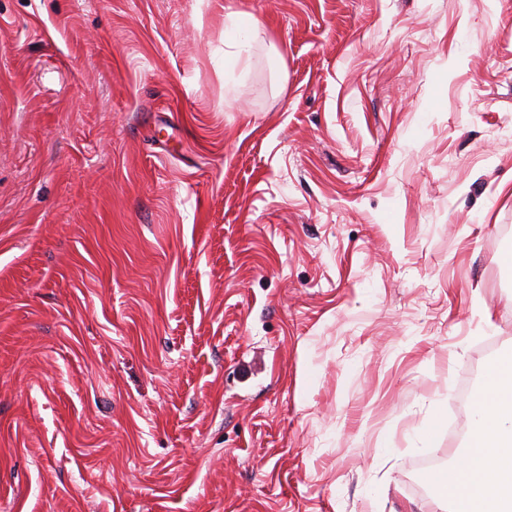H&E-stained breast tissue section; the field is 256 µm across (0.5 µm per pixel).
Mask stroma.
<instances>
[{
	"mask_svg": "<svg viewBox=\"0 0 512 512\" xmlns=\"http://www.w3.org/2000/svg\"><path fill=\"white\" fill-rule=\"evenodd\" d=\"M510 251L512 0H0V512H449ZM224 29L229 40L225 43L224 65L233 68L242 59L249 41L259 35L260 22L252 15L225 6Z\"/></svg>",
	"mask_w": 512,
	"mask_h": 512,
	"instance_id": "35a3bbf8",
	"label": "stroma"
}]
</instances>
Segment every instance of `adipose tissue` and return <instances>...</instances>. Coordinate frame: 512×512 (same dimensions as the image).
I'll list each match as a JSON object with an SVG mask.
<instances>
[{"label": "adipose tissue", "instance_id": "1", "mask_svg": "<svg viewBox=\"0 0 512 512\" xmlns=\"http://www.w3.org/2000/svg\"><path fill=\"white\" fill-rule=\"evenodd\" d=\"M227 66H236L258 36L253 16L224 9ZM470 447L448 469L437 472L453 512H512V357L491 363L475 397Z\"/></svg>", "mask_w": 512, "mask_h": 512}]
</instances>
